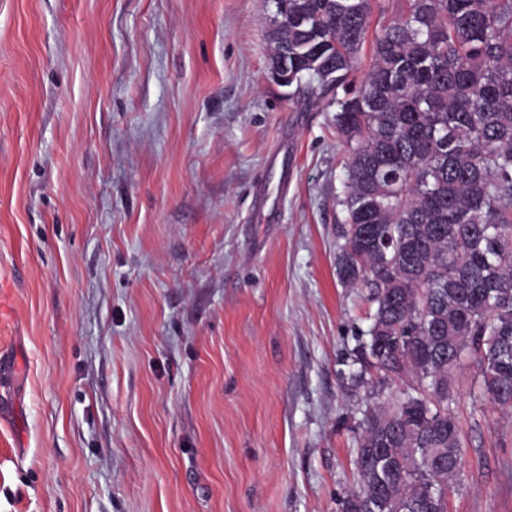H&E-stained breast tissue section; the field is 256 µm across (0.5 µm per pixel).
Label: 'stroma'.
<instances>
[{
  "mask_svg": "<svg viewBox=\"0 0 512 512\" xmlns=\"http://www.w3.org/2000/svg\"><path fill=\"white\" fill-rule=\"evenodd\" d=\"M273 16L0 0V512H343L399 387L347 378L370 313L336 273L348 147L272 79ZM451 377L450 512H512V410L476 360Z\"/></svg>",
  "mask_w": 512,
  "mask_h": 512,
  "instance_id": "35a3bbf8",
  "label": "stroma"
}]
</instances>
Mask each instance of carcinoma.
<instances>
[{"label":"carcinoma","mask_w":512,"mask_h":512,"mask_svg":"<svg viewBox=\"0 0 512 512\" xmlns=\"http://www.w3.org/2000/svg\"><path fill=\"white\" fill-rule=\"evenodd\" d=\"M354 79L372 0H288L308 22L269 42L336 107L349 148L338 277L375 306L349 377L410 379L365 413L344 512H448L463 477L449 374L478 360L512 409V0H407Z\"/></svg>","instance_id":"obj_1"}]
</instances>
